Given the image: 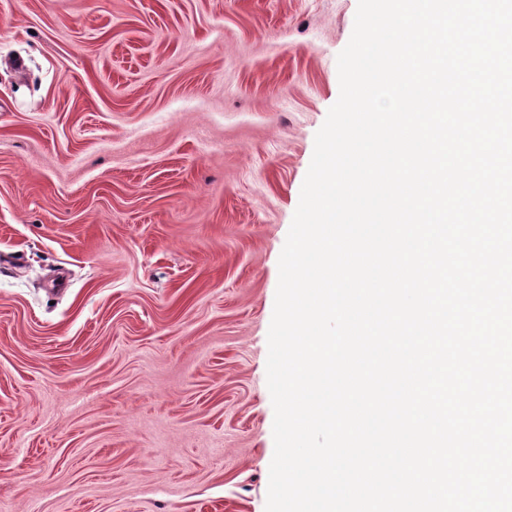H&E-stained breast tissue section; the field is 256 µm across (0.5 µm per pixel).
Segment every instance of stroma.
<instances>
[{
	"label": "stroma",
	"mask_w": 512,
	"mask_h": 512,
	"mask_svg": "<svg viewBox=\"0 0 512 512\" xmlns=\"http://www.w3.org/2000/svg\"><path fill=\"white\" fill-rule=\"evenodd\" d=\"M357 7L0 0V512H265L278 262Z\"/></svg>",
	"instance_id": "stroma-1"
}]
</instances>
